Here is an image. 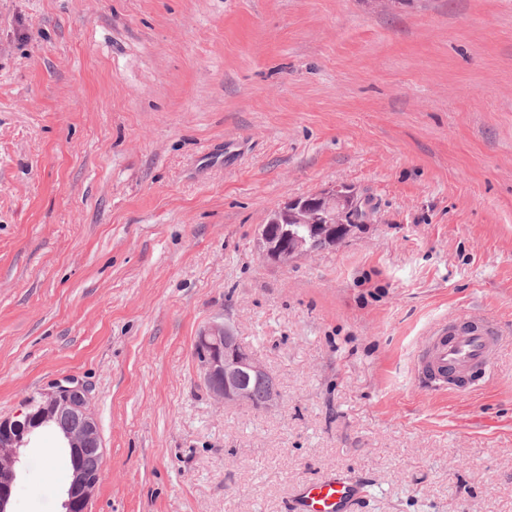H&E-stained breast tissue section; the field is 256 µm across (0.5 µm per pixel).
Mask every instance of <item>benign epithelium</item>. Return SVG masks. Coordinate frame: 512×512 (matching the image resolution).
I'll return each instance as SVG.
<instances>
[{"label":"benign epithelium","mask_w":512,"mask_h":512,"mask_svg":"<svg viewBox=\"0 0 512 512\" xmlns=\"http://www.w3.org/2000/svg\"><path fill=\"white\" fill-rule=\"evenodd\" d=\"M354 202L355 195L342 193L338 187L289 200L267 223L260 225L257 232L260 257L267 263L286 264L336 246L338 239L345 240L362 229L360 224H346L341 220L343 210ZM198 343L207 346L200 375L216 400L226 405L250 403L247 379L261 377L269 380L264 409L280 405L279 383L258 358L241 345L230 323L208 325L198 336ZM66 411H79L87 419L84 433L67 435L68 450L76 457L81 452L83 439L98 438L85 387L57 384L41 394L38 408L29 403L13 416L0 419V512H9L16 481L17 449L47 420ZM96 484L97 481L85 474L73 478L63 503L65 512H86Z\"/></svg>","instance_id":"benign-epithelium-1"}]
</instances>
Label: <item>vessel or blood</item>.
I'll return each instance as SVG.
<instances>
[{
	"mask_svg": "<svg viewBox=\"0 0 512 512\" xmlns=\"http://www.w3.org/2000/svg\"><path fill=\"white\" fill-rule=\"evenodd\" d=\"M499 324L490 318L460 316L436 324L425 336L413 364L415 380L436 392L473 391L491 372L502 340ZM358 484L345 472L303 485L293 512H349Z\"/></svg>",
	"mask_w": 512,
	"mask_h": 512,
	"instance_id": "vessel-or-blood-1",
	"label": "vessel or blood"
}]
</instances>
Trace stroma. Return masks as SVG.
<instances>
[{"mask_svg": "<svg viewBox=\"0 0 512 512\" xmlns=\"http://www.w3.org/2000/svg\"><path fill=\"white\" fill-rule=\"evenodd\" d=\"M354 187L374 215L285 265L257 230ZM507 335L469 396L413 376L436 322ZM230 319L280 408L225 405ZM103 445L89 512H512V0H0V418L66 378ZM13 512H63L20 449ZM197 342L195 350L200 363L205 352L200 344L207 346L205 359L200 364V375L217 401L225 405L249 404L247 379L261 377L252 378L249 382L250 405L256 409L264 405L265 410L280 405L282 394L279 383L258 358L241 345L229 322L211 323L201 331ZM262 378L269 379V388L267 380ZM358 495V484L345 472L303 485L292 502L294 512H349Z\"/></svg>", "mask_w": 512, "mask_h": 512, "instance_id": "1", "label": "stroma"}]
</instances>
